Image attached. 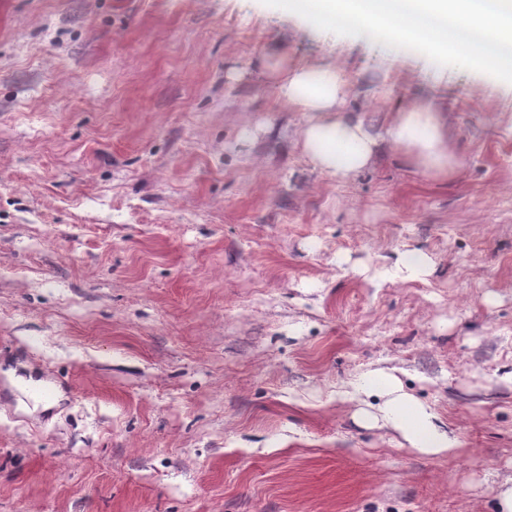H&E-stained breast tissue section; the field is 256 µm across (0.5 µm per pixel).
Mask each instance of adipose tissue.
<instances>
[{
  "instance_id": "obj_1",
  "label": "adipose tissue",
  "mask_w": 512,
  "mask_h": 512,
  "mask_svg": "<svg viewBox=\"0 0 512 512\" xmlns=\"http://www.w3.org/2000/svg\"><path fill=\"white\" fill-rule=\"evenodd\" d=\"M276 88L279 101L289 109L310 113L301 131L302 150L322 173L348 179L372 164L384 141L411 156L426 176L447 177L456 165L446 146L440 112L433 105L400 112L378 135L364 119L341 116L347 85L336 69L291 67L279 74ZM355 393L379 397L374 410L363 411V420L394 431L409 448L423 455H466L459 437L445 429L430 406L405 392L393 374H373Z\"/></svg>"
}]
</instances>
